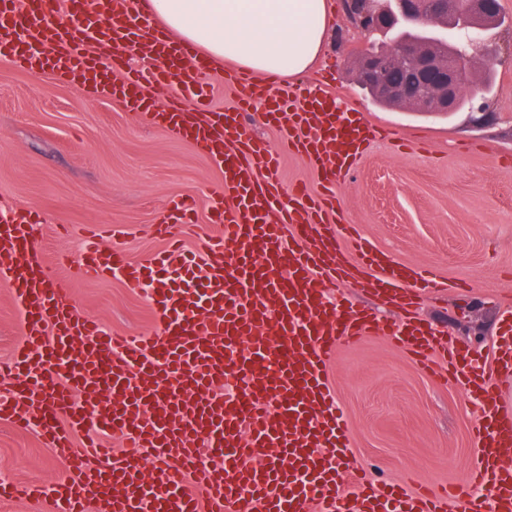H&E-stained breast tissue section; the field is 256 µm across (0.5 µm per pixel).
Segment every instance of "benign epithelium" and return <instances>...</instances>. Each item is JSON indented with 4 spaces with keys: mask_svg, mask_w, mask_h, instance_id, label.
<instances>
[{
    "mask_svg": "<svg viewBox=\"0 0 512 512\" xmlns=\"http://www.w3.org/2000/svg\"><path fill=\"white\" fill-rule=\"evenodd\" d=\"M350 20L366 31L381 32L399 22L446 27L448 0H396L390 9L377 0H348ZM483 28L496 25L500 17L499 0H474ZM469 57L450 52L435 43L401 40L388 52L364 54L355 66L357 84L366 88L376 101L400 105L422 100L438 111L454 112L461 106L462 74ZM406 69L411 78L398 79L390 73Z\"/></svg>",
    "mask_w": 512,
    "mask_h": 512,
    "instance_id": "benign-epithelium-1",
    "label": "benign epithelium"
}]
</instances>
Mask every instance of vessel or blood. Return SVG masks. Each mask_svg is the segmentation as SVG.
<instances>
[{
  "instance_id": "1",
  "label": "vessel or blood",
  "mask_w": 512,
  "mask_h": 512,
  "mask_svg": "<svg viewBox=\"0 0 512 512\" xmlns=\"http://www.w3.org/2000/svg\"><path fill=\"white\" fill-rule=\"evenodd\" d=\"M99 3V15L88 18L74 0H0V53L17 52V31L28 29L42 51L17 53L20 66L81 78L94 92L149 111L223 169L232 203L212 211L221 234L202 240L197 259L176 246L156 266H140L123 249L87 247L84 264L95 274L118 273L129 284L151 279L160 327L147 337L107 332L67 300L64 282L49 284L31 240L36 212L0 220V276L24 307L23 339L0 363L16 380L14 397L0 399V417L35 428L66 470L46 493L1 480L0 498L44 496L50 512H512V415L492 389L494 377L512 375V314L490 365L459 351L439 364L431 353L447 343L431 324L395 325L328 300L322 277L346 278L338 243L350 227L329 223L301 184L284 206L277 153L246 136L242 119L262 102L267 124L308 158L328 192L380 128L332 90L292 88L275 75L256 82L235 73L247 97L234 110L210 111L193 76L196 47L152 31L127 0ZM92 29L111 47L108 60L88 52ZM135 54L166 64L136 68ZM112 72L118 82L106 81ZM173 85L195 91L194 110L176 96L159 107L145 94ZM353 244L374 273L370 287L385 290L395 307L435 287L428 275L406 281L362 239ZM378 330L424 370L462 380L479 399L480 460L470 480L482 495L457 484L439 495L399 485L378 491L343 467L349 425L326 369L340 347ZM114 433L123 450L106 467L90 466L100 438Z\"/></svg>"
}]
</instances>
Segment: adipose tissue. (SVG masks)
Returning a JSON list of instances; mask_svg holds the SVG:
<instances>
[{"label": "adipose tissue", "mask_w": 512, "mask_h": 512, "mask_svg": "<svg viewBox=\"0 0 512 512\" xmlns=\"http://www.w3.org/2000/svg\"><path fill=\"white\" fill-rule=\"evenodd\" d=\"M152 24L202 48L215 67L302 75L332 34L328 0H141Z\"/></svg>", "instance_id": "1"}]
</instances>
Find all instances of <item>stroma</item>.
Returning <instances> with one entry per match:
<instances>
[{
    "label": "stroma",
    "instance_id": "obj_1",
    "mask_svg": "<svg viewBox=\"0 0 512 512\" xmlns=\"http://www.w3.org/2000/svg\"><path fill=\"white\" fill-rule=\"evenodd\" d=\"M333 34L302 84L330 74L338 93L407 146L370 145L336 185L342 221L398 265L428 270L445 283L424 296L418 315L476 355L491 348L499 317L512 309V0H500L502 26L481 32L472 75H488L482 98L448 114L375 105L352 66L368 43L330 0ZM282 188L304 183L321 193L316 170L281 151ZM224 176L191 143L109 96L86 93L51 70L35 72L0 57V206L34 210L38 254L50 280L68 284L71 302L107 328L132 336L158 324L145 288L79 273L83 240L124 249L149 263L168 243L155 227L171 201L191 200L194 224L179 229L187 250L210 231ZM22 338V307L0 281V360ZM328 385L350 427L348 462L376 484L438 489L465 484L479 458L471 437L475 398L457 381L440 384L383 333L341 347ZM0 465L13 480L51 487L60 458L34 429L0 419Z\"/></svg>",
    "mask_w": 512,
    "mask_h": 512
}]
</instances>
